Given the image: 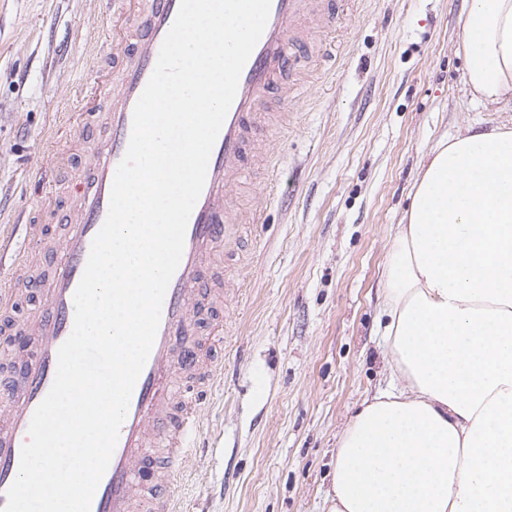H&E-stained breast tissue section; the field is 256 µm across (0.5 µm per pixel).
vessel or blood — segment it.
Listing matches in <instances>:
<instances>
[{
	"label": "vessel or blood",
	"mask_w": 512,
	"mask_h": 512,
	"mask_svg": "<svg viewBox=\"0 0 512 512\" xmlns=\"http://www.w3.org/2000/svg\"><path fill=\"white\" fill-rule=\"evenodd\" d=\"M113 3L117 25L99 43L97 53L113 60L118 79L87 83L81 89V98L93 99L105 121L74 187L79 207L65 219L60 259L41 280L39 307L22 326L30 343L24 378L0 391V507L18 475L33 413L55 379L58 349L72 332L73 295L92 241L108 215L115 173L132 132L134 107L154 70L180 0ZM337 12L336 0H272L267 26L242 71L212 150L152 351L134 386L90 512H182L176 476L200 428L203 402L181 388L199 358L201 337L194 310L200 300L211 296L205 276L216 270L223 243L234 238L238 225L258 221L256 213L237 205L233 187L248 175L252 143L288 124L287 113L263 112L259 106L291 73L297 53L325 51L322 34L335 22Z\"/></svg>",
	"instance_id": "b4317fda"
}]
</instances>
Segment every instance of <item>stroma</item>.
<instances>
[{
	"instance_id": "obj_1",
	"label": "stroma",
	"mask_w": 512,
	"mask_h": 512,
	"mask_svg": "<svg viewBox=\"0 0 512 512\" xmlns=\"http://www.w3.org/2000/svg\"><path fill=\"white\" fill-rule=\"evenodd\" d=\"M465 0H342L330 56L307 53L298 93L262 110L288 129L264 145L275 177L255 167L233 194L262 221L244 224L225 273L227 322L211 354L224 384L202 404L201 446L181 467L186 512H325L336 436L388 382L376 336L382 272L409 190L436 142L504 121L474 102L457 39ZM110 17L100 0H0V238L11 251L28 220L42 255L62 235L71 189L101 115L64 123L74 90L111 62L92 61ZM54 166L51 181L36 170Z\"/></svg>"
}]
</instances>
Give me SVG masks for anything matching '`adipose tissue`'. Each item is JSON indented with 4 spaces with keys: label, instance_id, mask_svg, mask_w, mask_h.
<instances>
[{
    "label": "adipose tissue",
    "instance_id": "obj_1",
    "mask_svg": "<svg viewBox=\"0 0 512 512\" xmlns=\"http://www.w3.org/2000/svg\"><path fill=\"white\" fill-rule=\"evenodd\" d=\"M478 102L512 103V0H466ZM392 385L341 434L327 512H512V124L431 150L380 308Z\"/></svg>",
    "mask_w": 512,
    "mask_h": 512
}]
</instances>
